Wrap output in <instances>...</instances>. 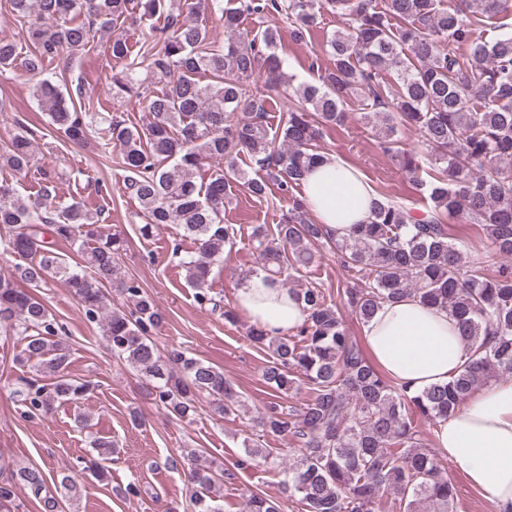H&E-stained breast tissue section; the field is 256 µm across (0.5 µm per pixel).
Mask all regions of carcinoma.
Returning a JSON list of instances; mask_svg holds the SVG:
<instances>
[{
    "mask_svg": "<svg viewBox=\"0 0 512 512\" xmlns=\"http://www.w3.org/2000/svg\"><path fill=\"white\" fill-rule=\"evenodd\" d=\"M211 2L224 21L222 43L206 17L185 10L184 0H10L29 44L23 67L37 79L33 97L69 140L84 143L93 132L102 149L119 148L125 186L140 204L142 237L179 224L195 241L196 255L181 265L199 303L220 307L207 284L224 247L234 245L224 209L238 182L257 198L272 185L292 198L279 224L260 225L250 236L259 259L251 274L279 283L308 266L311 246L323 240L348 271L367 272L336 289L362 323L383 305L409 297L448 311L470 360L448 383L416 394L368 359L338 306L318 288L296 290L307 312L298 334L270 336L253 325L248 336L271 352L263 377L273 390L288 394L299 376L311 386L300 408L289 410L275 399L257 417L261 432L290 437L302 449L283 468L281 484L303 512H379L386 494L393 512H421L423 505L426 512H457L445 459L422 447L414 417L446 420L475 391L512 374V31L491 41L475 37L480 18L512 12V0H460L452 9L442 7L443 0H233L227 8L224 0ZM158 14L163 28L153 30V40L137 54L119 34L107 42V53L121 64L112 74V100L144 102L149 125L128 126L91 112L81 88L68 99L44 77L53 63L86 52L95 28ZM266 14L281 16L295 42L326 15L344 19L326 41L330 66L318 83L293 89L294 101L275 129L267 112L293 81L277 54L278 27L241 28L243 18ZM17 56V45L0 39V74L13 69ZM351 103L389 153L402 130L419 131L429 153L406 150L395 158L410 175L427 165L434 177L420 182L428 212L379 195L367 221L339 241L310 219L294 190L326 157L318 145L322 129L342 125ZM242 153L254 162L250 172L236 165ZM32 162L22 133L0 150V164L18 174ZM202 170L209 176L199 182ZM44 180L33 200L0 182V246L25 259L11 275H0V331L26 341L16 363L32 369L17 391L28 413L77 404L89 391L88 383L65 374L69 347L61 325L33 293L50 278L79 299L85 320L99 325L114 356L145 377L169 416L192 420L202 396L220 414L237 411L238 397L220 370L181 350L163 355L152 341L165 316L137 281L122 278L125 239L97 237L98 212L79 202L59 208L50 177ZM457 217L482 227L490 249L464 251L449 241L446 221ZM47 233L92 242L84 264H67ZM114 282L130 310L108 306L105 285ZM46 375L54 381L40 382ZM243 448V467L273 458L248 437ZM201 453L192 448L186 454L192 505L196 512H223L216 489L234 474L194 466ZM61 486L59 497L47 490L40 468H21L0 480V512H19L22 489L39 499L42 512H65L77 486L69 476ZM243 510L282 512L280 501L258 492L245 498Z\"/></svg>",
    "mask_w": 512,
    "mask_h": 512,
    "instance_id": "1",
    "label": "carcinoma"
}]
</instances>
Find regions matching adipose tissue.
Here are the masks:
<instances>
[{
	"instance_id": "ef3b65f1",
	"label": "adipose tissue",
	"mask_w": 512,
	"mask_h": 512,
	"mask_svg": "<svg viewBox=\"0 0 512 512\" xmlns=\"http://www.w3.org/2000/svg\"><path fill=\"white\" fill-rule=\"evenodd\" d=\"M374 197L364 175L332 154L302 184L309 211L334 235L366 221ZM235 305L273 336L301 326L306 318L293 293L260 275L242 282ZM364 340L375 363L413 393L448 382L469 359L456 320L413 298L382 306L366 324ZM435 440L498 512H512V380L477 390L439 423Z\"/></svg>"
}]
</instances>
